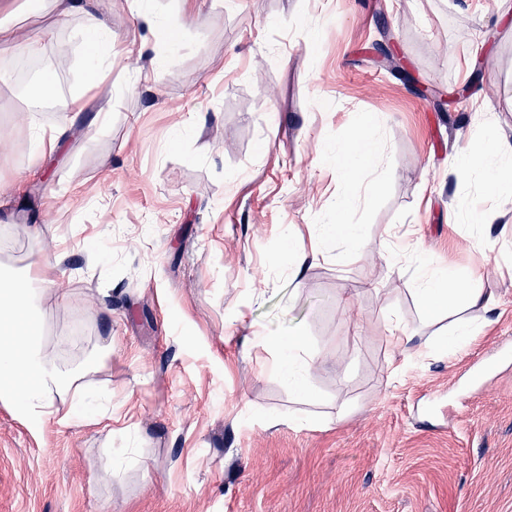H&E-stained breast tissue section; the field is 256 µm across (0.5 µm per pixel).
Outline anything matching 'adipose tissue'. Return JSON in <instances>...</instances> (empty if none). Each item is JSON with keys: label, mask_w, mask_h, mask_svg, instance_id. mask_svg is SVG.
Here are the masks:
<instances>
[{"label": "adipose tissue", "mask_w": 512, "mask_h": 512, "mask_svg": "<svg viewBox=\"0 0 512 512\" xmlns=\"http://www.w3.org/2000/svg\"><path fill=\"white\" fill-rule=\"evenodd\" d=\"M99 0H54L57 22L82 14L88 23L82 31L86 47V72L92 85H100L112 69L111 29L102 25L95 12ZM382 156V147L367 127H360L352 138L336 149V167L347 180H354L356 163L375 166ZM458 170L492 175L500 181H512V145L499 144L486 154H462ZM420 268L418 293L428 313L439 310L454 312L450 324L454 347L465 346L479 329L471 319L462 317L465 309L491 310L497 304L493 295L481 289L485 276L483 268L474 267L464 276L465 285L453 287L452 280L430 265L424 255L415 256ZM51 285L47 277L15 276L0 273V334L14 329L13 339L0 337V401L18 406L32 427H40L52 415L56 396L71 392L82 394L84 380L95 373L100 364L112 355L111 343L97 344L74 368H60L43 348L37 329L40 320V301ZM265 348L276 354L275 366L286 376L298 393H306L310 362L303 356V343L268 340Z\"/></svg>", "instance_id": "1"}]
</instances>
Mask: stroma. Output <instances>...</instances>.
Masks as SVG:
<instances>
[{"label": "stroma", "mask_w": 512, "mask_h": 512, "mask_svg": "<svg viewBox=\"0 0 512 512\" xmlns=\"http://www.w3.org/2000/svg\"><path fill=\"white\" fill-rule=\"evenodd\" d=\"M141 5L169 36L149 38ZM97 15L117 37L111 87H87L86 16L39 55L62 97L85 95L78 117L29 110L0 67V183L22 184L0 207V266L59 246L46 352L72 365L112 343L88 386L96 423L62 425L67 395L37 430L0 402V512H512V234L470 221L499 187L451 176L459 150L512 142L499 0H112ZM156 58L158 82L138 81ZM68 119L80 137L35 165L31 127ZM363 124L384 158L341 217L364 231L351 252L317 227L344 188L334 151ZM392 242L458 278L486 269L498 306L470 310L483 329L466 349L447 312L426 316L416 261L390 269ZM393 317L409 359L385 339ZM265 336L301 337L306 395L253 345Z\"/></svg>", "instance_id": "1"}]
</instances>
